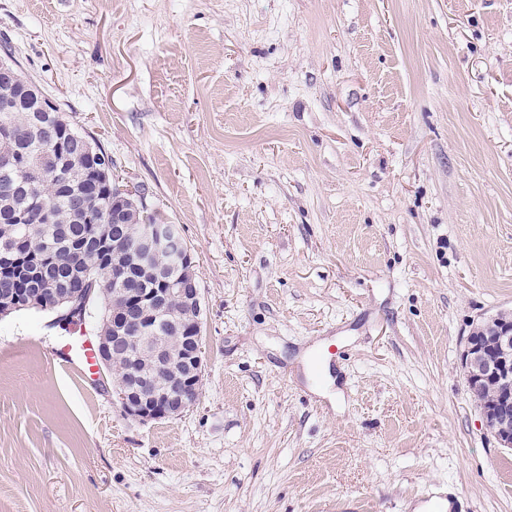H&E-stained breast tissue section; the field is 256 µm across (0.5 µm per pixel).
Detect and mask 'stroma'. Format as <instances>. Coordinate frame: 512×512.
I'll return each mask as SVG.
<instances>
[{
  "label": "stroma",
  "mask_w": 512,
  "mask_h": 512,
  "mask_svg": "<svg viewBox=\"0 0 512 512\" xmlns=\"http://www.w3.org/2000/svg\"><path fill=\"white\" fill-rule=\"evenodd\" d=\"M179 225L203 377L142 423L0 317V512H512L463 375L512 312V0H0V43Z\"/></svg>",
  "instance_id": "35a3bbf8"
}]
</instances>
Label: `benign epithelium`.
Masks as SVG:
<instances>
[{"mask_svg": "<svg viewBox=\"0 0 512 512\" xmlns=\"http://www.w3.org/2000/svg\"><path fill=\"white\" fill-rule=\"evenodd\" d=\"M16 87L0 98L1 112L26 104L35 112H53L54 103L41 87L24 78L14 65L0 58V81ZM132 251L148 264L160 256L166 268L154 271L161 288L112 290V326L95 332L94 350L105 368L120 377L113 388L122 411L148 422L180 416L199 396L203 375L200 288L190 250L176 224H147L137 233ZM76 268L54 289L55 303L40 305L66 325L85 315L90 296L67 287ZM164 318L180 339L176 347L164 337H150ZM462 368L472 394L484 398L478 407L488 430L503 448H512V313H499L475 326L467 337Z\"/></svg>", "mask_w": 512, "mask_h": 512, "instance_id": "7a95c632", "label": "benign epithelium"}]
</instances>
